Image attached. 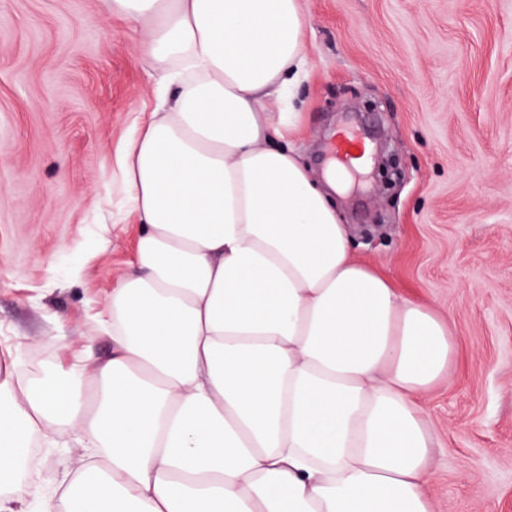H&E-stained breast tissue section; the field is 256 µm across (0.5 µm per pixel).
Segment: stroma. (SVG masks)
I'll list each match as a JSON object with an SVG mask.
<instances>
[{"label":"stroma","instance_id":"stroma-1","mask_svg":"<svg viewBox=\"0 0 512 512\" xmlns=\"http://www.w3.org/2000/svg\"><path fill=\"white\" fill-rule=\"evenodd\" d=\"M302 162L387 144L403 177L348 168L356 258L446 317L453 357L426 395L435 512H512V0H305ZM139 35L101 0H0V351L93 373L96 320L128 269L120 158L153 110ZM32 487L86 448L34 439Z\"/></svg>","mask_w":512,"mask_h":512}]
</instances>
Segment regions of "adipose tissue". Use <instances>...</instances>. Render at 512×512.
<instances>
[{
	"label": "adipose tissue",
	"instance_id": "ef3b65f1",
	"mask_svg": "<svg viewBox=\"0 0 512 512\" xmlns=\"http://www.w3.org/2000/svg\"><path fill=\"white\" fill-rule=\"evenodd\" d=\"M106 2L167 88L122 156L136 246L93 376L0 363V512L38 435L94 451L57 512H432L449 323L355 258L339 174L300 160L304 0Z\"/></svg>",
	"mask_w": 512,
	"mask_h": 512
}]
</instances>
